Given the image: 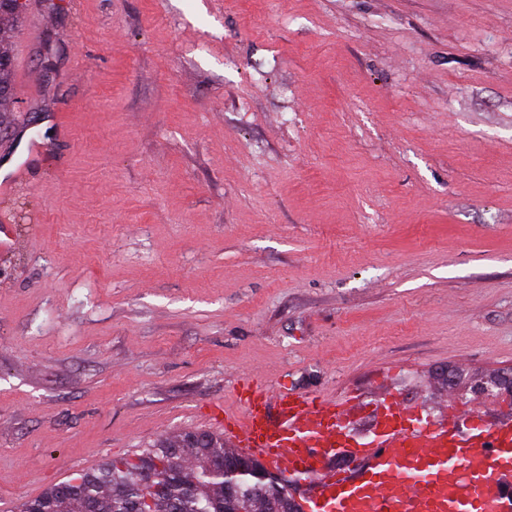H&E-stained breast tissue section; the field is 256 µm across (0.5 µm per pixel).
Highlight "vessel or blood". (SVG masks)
<instances>
[{
  "mask_svg": "<svg viewBox=\"0 0 512 512\" xmlns=\"http://www.w3.org/2000/svg\"><path fill=\"white\" fill-rule=\"evenodd\" d=\"M48 143L20 127L0 164L9 191ZM222 409L224 439L289 489L296 512H512V419L491 423L476 405L423 413L389 392L336 399L255 377ZM371 416L368 436L357 423Z\"/></svg>",
  "mask_w": 512,
  "mask_h": 512,
  "instance_id": "1",
  "label": "vessel or blood"
}]
</instances>
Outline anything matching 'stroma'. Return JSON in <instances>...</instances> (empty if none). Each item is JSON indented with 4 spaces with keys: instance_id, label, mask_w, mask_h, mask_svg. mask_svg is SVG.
Segmentation results:
<instances>
[{
    "instance_id": "35a3bbf8",
    "label": "stroma",
    "mask_w": 512,
    "mask_h": 512,
    "mask_svg": "<svg viewBox=\"0 0 512 512\" xmlns=\"http://www.w3.org/2000/svg\"><path fill=\"white\" fill-rule=\"evenodd\" d=\"M0 123V512L246 376L512 398V0H43ZM36 38H29L31 27ZM16 143V151L9 157H2L1 167L9 165L12 171L9 176L1 180L0 194L9 191L13 187L14 182L20 179L19 176L28 168L29 163L49 148L48 143L30 136L25 125L19 128Z\"/></svg>"
}]
</instances>
